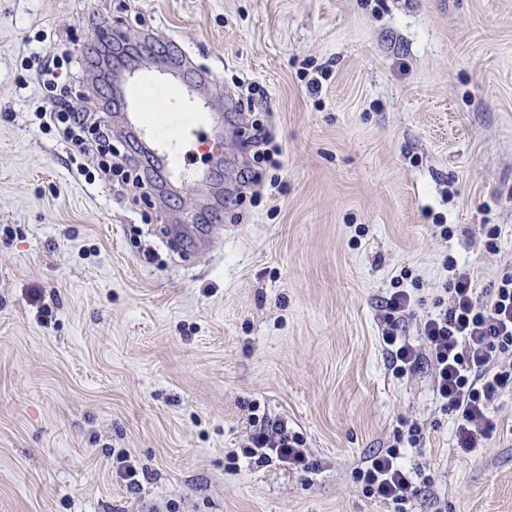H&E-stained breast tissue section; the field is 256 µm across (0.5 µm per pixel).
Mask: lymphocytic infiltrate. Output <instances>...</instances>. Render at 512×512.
I'll use <instances>...</instances> for the list:
<instances>
[{
  "label": "lymphocytic infiltrate",
  "instance_id": "lymphocytic-infiltrate-1",
  "mask_svg": "<svg viewBox=\"0 0 512 512\" xmlns=\"http://www.w3.org/2000/svg\"><path fill=\"white\" fill-rule=\"evenodd\" d=\"M62 67L54 56L41 62L40 84L54 95L50 106L38 113L42 127L56 128L80 153L95 157L101 171L130 179V162L109 161L112 144L108 130L91 122L89 114L74 110L67 98L57 96L58 85L65 79ZM446 268L448 303L424 319L418 341L402 334V323L414 301L398 288L385 302L382 343L397 374L404 376L428 364L433 392L443 408L470 438H486L498 428L493 420L497 400L512 392V270L503 273L494 288L481 292L469 266L450 258ZM245 454L276 457L292 470L315 466L304 440L281 421L269 420L255 429ZM356 479L366 497L398 506L431 482L427 475L413 479L396 445L367 458Z\"/></svg>",
  "mask_w": 512,
  "mask_h": 512
}]
</instances>
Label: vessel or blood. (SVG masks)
Masks as SVG:
<instances>
[{
  "label": "vessel or blood",
  "instance_id": "obj_1",
  "mask_svg": "<svg viewBox=\"0 0 512 512\" xmlns=\"http://www.w3.org/2000/svg\"><path fill=\"white\" fill-rule=\"evenodd\" d=\"M215 80L177 43L161 59L127 65L110 86L124 104L117 135L148 151L170 181H196L199 171L191 167V155L222 153L224 113L202 92Z\"/></svg>",
  "mask_w": 512,
  "mask_h": 512
}]
</instances>
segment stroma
I'll return each instance as SVG.
<instances>
[{
  "instance_id": "stroma-1",
  "label": "stroma",
  "mask_w": 512,
  "mask_h": 512,
  "mask_svg": "<svg viewBox=\"0 0 512 512\" xmlns=\"http://www.w3.org/2000/svg\"><path fill=\"white\" fill-rule=\"evenodd\" d=\"M111 25L252 97L224 115L221 208L160 200L140 152L147 192L87 184L39 129L50 51L116 127ZM449 257L481 289L512 268V0H0V512H395L355 470L413 424L433 483L406 512H512V434L466 449L430 368L396 375L381 340L396 288L417 338ZM263 417L316 468L246 457Z\"/></svg>"
}]
</instances>
